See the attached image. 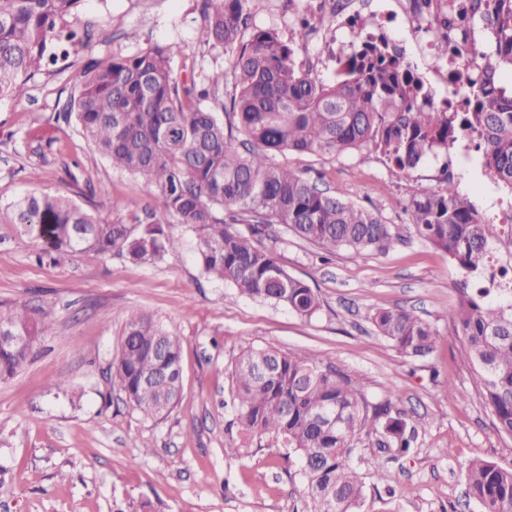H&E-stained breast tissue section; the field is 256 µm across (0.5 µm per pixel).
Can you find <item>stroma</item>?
Instances as JSON below:
<instances>
[{
  "instance_id": "1",
  "label": "stroma",
  "mask_w": 512,
  "mask_h": 512,
  "mask_svg": "<svg viewBox=\"0 0 512 512\" xmlns=\"http://www.w3.org/2000/svg\"><path fill=\"white\" fill-rule=\"evenodd\" d=\"M254 27L291 39L288 0H251ZM91 38L69 47L29 84L22 99L0 100V203L29 192L63 194L108 221H129L157 202L140 179L113 170L80 134L59 121L85 63L130 55L155 44L180 48L175 67L191 79L230 56L199 41L197 0H83ZM449 149L453 189L492 221L482 154ZM277 162L305 172L343 199L402 228L388 252L359 256L319 248L274 224L255 233L292 276L318 295L310 318L236 295L207 279L192 236L167 225L181 246L153 264L93 252L43 256L44 245L17 224H0V306L41 308L54 331L23 370L0 380V512H296L305 483L288 448L270 437L245 441L232 407L234 362L249 345L304 352L359 379L371 403H390L417 438L409 452L353 441L365 485L358 512H480L466 470L475 460L512 467V438L499 435L481 400L479 377L448 314L465 298V271L418 238L404 210L408 188L444 191L440 160L404 175L376 154L337 157L281 153ZM404 307L437 334L433 352L412 359L376 334L369 316ZM146 311L183 339V393L162 417L136 410L114 387L108 365L125 323ZM228 448L237 457H225ZM385 471L389 484L378 483Z\"/></svg>"
}]
</instances>
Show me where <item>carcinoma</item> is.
I'll return each instance as SVG.
<instances>
[{"instance_id": "obj_1", "label": "carcinoma", "mask_w": 512, "mask_h": 512, "mask_svg": "<svg viewBox=\"0 0 512 512\" xmlns=\"http://www.w3.org/2000/svg\"><path fill=\"white\" fill-rule=\"evenodd\" d=\"M80 0H0V98L27 95V83L67 54L87 27ZM200 42L231 54L230 69L185 82L174 66L178 47L158 44L132 55L107 54L89 62L65 119L73 118L99 156L142 180L158 209L148 221L107 222L61 194L27 193L0 205V224H21L56 252L118 253L147 263L175 248L165 230L180 224L195 238L205 275L240 296L282 305L310 318L320 300L289 275L268 250L235 224H283L328 255L386 251L401 241L379 214L320 188L273 156L285 151L341 155L379 153L396 170L411 172L425 159L448 155L462 134L482 143L485 167L512 187V0H455L467 22L487 21L489 43L472 75L473 97L462 112L432 100L421 76L393 51L375 15L357 18L369 46L339 58L336 79L324 83L295 67L292 43L273 30L250 26L249 0H198ZM325 14L303 17L301 40L324 27ZM231 85L229 102L224 86ZM417 234L468 274H483L490 241L471 200L455 192L410 188L405 205ZM370 321L377 335L405 356L430 354L432 326L406 308L380 309ZM464 338L479 377V394L492 425L512 438V303L478 288L448 313ZM29 346L0 345V380L17 374L33 345L53 323L28 305L0 309V327ZM180 336L145 311L128 318L109 369L137 409L170 411L182 387ZM233 409L244 438L272 436L298 457L307 501L301 512H353L363 482L351 440L374 437L379 448L408 450L415 430L387 404H371L361 383L302 353L248 347L238 356ZM467 485L483 512H512V468L477 460Z\"/></svg>"}]
</instances>
